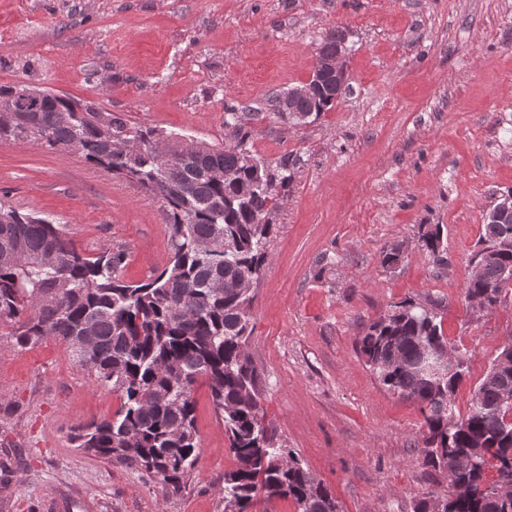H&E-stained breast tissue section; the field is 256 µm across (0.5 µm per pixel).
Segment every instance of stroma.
I'll use <instances>...</instances> for the list:
<instances>
[{"label": "stroma", "mask_w": 512, "mask_h": 512, "mask_svg": "<svg viewBox=\"0 0 512 512\" xmlns=\"http://www.w3.org/2000/svg\"><path fill=\"white\" fill-rule=\"evenodd\" d=\"M336 27L345 93L304 125L268 114V98L308 80ZM0 85L224 147L238 140L226 108L245 113L250 154L291 175L252 287L247 353L267 420L340 512H412L447 489L424 463L417 405L380 384L355 342L395 303L434 306L468 356L460 416L512 342V293L489 311L464 300L483 216L512 188V0H0ZM0 205L63 225L86 255L126 249L132 283L169 260L158 200L68 150L0 141ZM422 224L443 227L444 269L417 245ZM394 243L405 258L384 265ZM193 398L199 459L168 497L70 440L111 418L118 394L58 339L21 349L0 327V512L51 496L87 498L96 512H224L235 460L205 383Z\"/></svg>", "instance_id": "obj_1"}]
</instances>
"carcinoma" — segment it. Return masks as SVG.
<instances>
[{"instance_id":"cac0c4a2","label":"carcinoma","mask_w":512,"mask_h":512,"mask_svg":"<svg viewBox=\"0 0 512 512\" xmlns=\"http://www.w3.org/2000/svg\"><path fill=\"white\" fill-rule=\"evenodd\" d=\"M22 86L1 85L0 140L70 150L137 183L160 202L170 247L167 266L143 284L123 279L127 253H82L53 222L0 208V326L20 348L48 336L64 342L96 381L112 385L120 406L110 419L79 427L76 447L143 470L166 494L178 493L198 458L193 391L209 390L236 460L224 472V512H255L261 502L292 499L298 512H339L327 487L278 438L261 406L259 377L246 353L253 297L268 255L278 176L243 143H200L187 154L158 152L163 136L94 104L45 94L23 100ZM336 103L326 82L281 109L276 118L318 119ZM505 243L465 284L466 302L492 310L512 288V212L484 216L479 242ZM417 242L444 264L440 225L422 224ZM450 347L433 310L405 299L373 320L356 341L358 354L390 392L417 404L424 418L425 464L445 473L448 491L419 499L413 512H512V481L478 492L486 457L512 470V420L501 408L512 390V342L475 386L466 416L452 423L456 392L468 365L441 380L420 373L422 350Z\"/></svg>"}]
</instances>
